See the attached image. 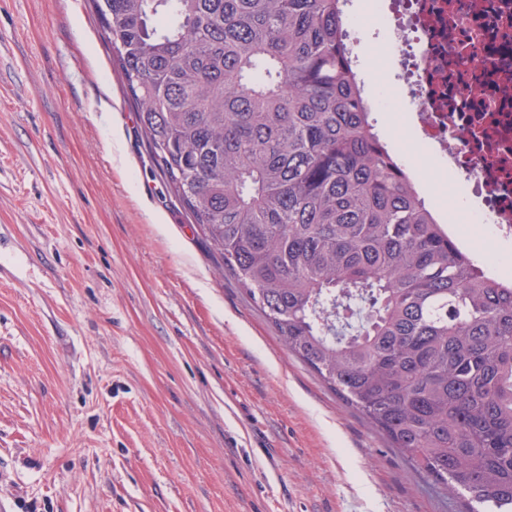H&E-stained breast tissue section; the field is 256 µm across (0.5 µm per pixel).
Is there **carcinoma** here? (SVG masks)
Listing matches in <instances>:
<instances>
[{"instance_id": "carcinoma-1", "label": "carcinoma", "mask_w": 512, "mask_h": 512, "mask_svg": "<svg viewBox=\"0 0 512 512\" xmlns=\"http://www.w3.org/2000/svg\"><path fill=\"white\" fill-rule=\"evenodd\" d=\"M91 2L165 184L288 353L461 512H512V284L378 133L346 0Z\"/></svg>"}]
</instances>
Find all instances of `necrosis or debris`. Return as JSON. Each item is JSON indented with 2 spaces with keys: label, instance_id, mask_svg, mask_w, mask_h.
<instances>
[{
  "label": "necrosis or debris",
  "instance_id": "1",
  "mask_svg": "<svg viewBox=\"0 0 512 512\" xmlns=\"http://www.w3.org/2000/svg\"><path fill=\"white\" fill-rule=\"evenodd\" d=\"M399 54L397 86L436 164L473 198L470 223L512 238V0H372Z\"/></svg>",
  "mask_w": 512,
  "mask_h": 512
}]
</instances>
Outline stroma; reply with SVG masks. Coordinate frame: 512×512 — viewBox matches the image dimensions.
<instances>
[{
  "instance_id": "35a3bbf8",
  "label": "stroma",
  "mask_w": 512,
  "mask_h": 512,
  "mask_svg": "<svg viewBox=\"0 0 512 512\" xmlns=\"http://www.w3.org/2000/svg\"><path fill=\"white\" fill-rule=\"evenodd\" d=\"M383 135L426 168L349 0ZM288 354L151 158L91 0H0V512H460Z\"/></svg>"
}]
</instances>
